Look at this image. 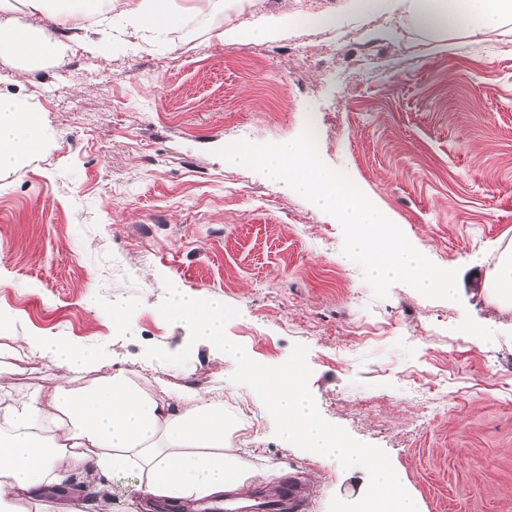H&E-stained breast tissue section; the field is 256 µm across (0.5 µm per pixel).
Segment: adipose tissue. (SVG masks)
Wrapping results in <instances>:
<instances>
[{
  "mask_svg": "<svg viewBox=\"0 0 512 512\" xmlns=\"http://www.w3.org/2000/svg\"><path fill=\"white\" fill-rule=\"evenodd\" d=\"M44 17V24L18 28L8 17L18 8ZM347 13L366 17L388 13L446 43L459 33L478 39L512 23V0H345ZM224 0H0V52L40 68L59 58L60 31L82 32L85 50L103 55L105 41L84 34L83 21L111 27L127 39L148 27L177 29L186 14H220ZM282 15L249 30L224 27L228 44L270 41L302 25ZM39 117L26 100L0 95V170L14 167L40 146ZM23 349L48 361L57 373L49 395L32 392L0 405V512H31L49 494L68 493L73 484L111 491L115 477L132 474L140 499L132 512H165L179 506L224 503L245 491L255 477H277L275 464L254 469L250 449L236 445L238 426L225 408L238 394L237 379L208 390L172 388L160 377L136 379L112 369L90 385L78 375L96 370L85 347L59 336H27Z\"/></svg>",
  "mask_w": 512,
  "mask_h": 512,
  "instance_id": "obj_1",
  "label": "adipose tissue"
}]
</instances>
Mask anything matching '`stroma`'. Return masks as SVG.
<instances>
[{
	"label": "stroma",
	"mask_w": 512,
	"mask_h": 512,
	"mask_svg": "<svg viewBox=\"0 0 512 512\" xmlns=\"http://www.w3.org/2000/svg\"><path fill=\"white\" fill-rule=\"evenodd\" d=\"M342 2L245 0L104 57L66 36L62 58L33 71L0 56V95L26 97L42 130L35 154L0 171V310L13 320L0 335V390L49 388L52 366L16 355L25 336L67 338L136 376L223 383L233 359L191 344L159 311L174 280L236 308L226 334L262 364L306 347L320 414L386 451L420 512H512V310L486 290L512 245V31L457 34L441 50L385 14L275 41L217 36ZM328 37L334 54L300 64L297 44ZM311 117L324 163L373 195L434 264L457 270L459 301L403 283L376 297L332 215L218 154L230 129L275 143ZM477 252L483 265H470ZM117 298L128 303L119 327ZM489 323L496 335L459 331ZM148 345L190 359L152 361ZM239 393L227 411L246 429L240 447H259L281 476L251 487L238 512L293 483L311 512L365 495L366 471L284 447L256 392Z\"/></svg>",
	"instance_id": "1"
}]
</instances>
